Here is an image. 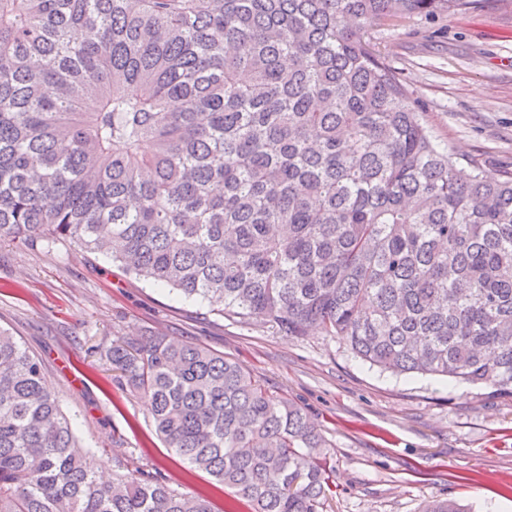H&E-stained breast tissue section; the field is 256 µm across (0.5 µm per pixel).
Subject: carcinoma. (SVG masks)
<instances>
[{
	"label": "carcinoma",
	"instance_id": "1",
	"mask_svg": "<svg viewBox=\"0 0 512 512\" xmlns=\"http://www.w3.org/2000/svg\"><path fill=\"white\" fill-rule=\"evenodd\" d=\"M476 2L0 0V240L74 243L225 318L512 395V174L440 148L367 36ZM111 360L248 512L333 494L317 425L236 362L163 334ZM0 512L214 509L149 471L100 481L44 365L0 329Z\"/></svg>",
	"mask_w": 512,
	"mask_h": 512
}]
</instances>
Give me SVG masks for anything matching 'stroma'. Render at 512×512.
Returning a JSON list of instances; mask_svg holds the SVG:
<instances>
[{
	"label": "stroma",
	"instance_id": "35a3bbf8",
	"mask_svg": "<svg viewBox=\"0 0 512 512\" xmlns=\"http://www.w3.org/2000/svg\"><path fill=\"white\" fill-rule=\"evenodd\" d=\"M368 30L439 147L476 158L492 179L512 171V0L375 20ZM0 327L43 360L101 480L140 467L178 491L205 494L215 512L234 502L166 447L147 401L117 381L113 340L158 333L223 353L309 413L336 462L323 512H419L446 498L472 512H512V398L491 388L397 376L341 339L226 319L69 243L0 241Z\"/></svg>",
	"mask_w": 512,
	"mask_h": 512
}]
</instances>
